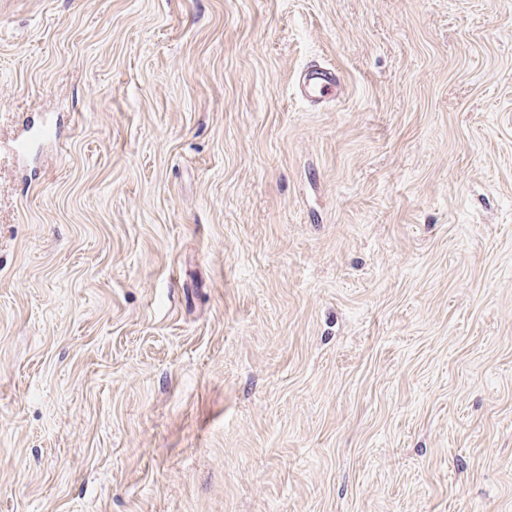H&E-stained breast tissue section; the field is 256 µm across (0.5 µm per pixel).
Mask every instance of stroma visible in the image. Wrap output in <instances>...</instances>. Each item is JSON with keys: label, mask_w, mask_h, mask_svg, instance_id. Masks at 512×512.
Wrapping results in <instances>:
<instances>
[{"label": "stroma", "mask_w": 512, "mask_h": 512, "mask_svg": "<svg viewBox=\"0 0 512 512\" xmlns=\"http://www.w3.org/2000/svg\"><path fill=\"white\" fill-rule=\"evenodd\" d=\"M0 512H512V0H0ZM340 78L336 73L317 65L302 70L298 77L301 95L314 103H326L337 94Z\"/></svg>", "instance_id": "1"}]
</instances>
